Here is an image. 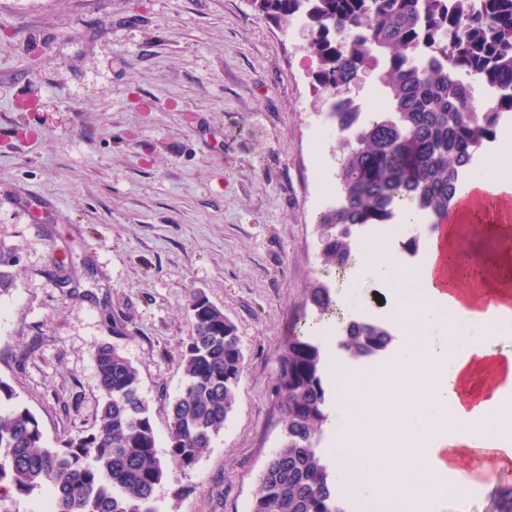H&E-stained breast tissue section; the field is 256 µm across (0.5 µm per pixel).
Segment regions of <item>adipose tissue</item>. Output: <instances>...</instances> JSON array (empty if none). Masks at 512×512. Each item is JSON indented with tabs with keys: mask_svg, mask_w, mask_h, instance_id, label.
<instances>
[{
	"mask_svg": "<svg viewBox=\"0 0 512 512\" xmlns=\"http://www.w3.org/2000/svg\"><path fill=\"white\" fill-rule=\"evenodd\" d=\"M463 209L443 235L425 240L424 259L408 279L419 288L414 300L396 301L394 356L360 371L336 370L328 377L336 396L324 426L336 462L353 466L356 492L380 496L386 512H409L414 501H435L459 494L471 483L462 462L467 450L495 451L500 464L512 465V354H501L498 339L512 333V303L476 311L452 290L459 275L436 273L444 252L456 250V227L483 218L484 234L512 228V181L495 176L476 180L457 194ZM450 307L477 320L482 337L466 352L436 346L437 314ZM448 449L454 465L438 461Z\"/></svg>",
	"mask_w": 512,
	"mask_h": 512,
	"instance_id": "1",
	"label": "adipose tissue"
}]
</instances>
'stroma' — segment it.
I'll return each mask as SVG.
<instances>
[{"mask_svg": "<svg viewBox=\"0 0 512 512\" xmlns=\"http://www.w3.org/2000/svg\"><path fill=\"white\" fill-rule=\"evenodd\" d=\"M306 39L249 0H0V246L20 256L0 296V379L55 447L96 427L93 351L120 349L169 463L159 512H250L282 440L273 385L298 315L328 360L378 361L351 358L343 328L387 324L390 296L321 263L317 216L340 152L320 134L330 98ZM417 235L368 227L355 246L407 268ZM316 278L343 308L307 312ZM196 292L235 323L245 360L223 431L183 468L168 460V406ZM466 463L472 489L419 512H497L512 469L481 452Z\"/></svg>", "mask_w": 512, "mask_h": 512, "instance_id": "stroma-1", "label": "stroma"}]
</instances>
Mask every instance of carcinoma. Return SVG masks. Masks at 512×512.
I'll return each instance as SVG.
<instances>
[{
	"label": "carcinoma",
	"instance_id": "obj_1",
	"mask_svg": "<svg viewBox=\"0 0 512 512\" xmlns=\"http://www.w3.org/2000/svg\"><path fill=\"white\" fill-rule=\"evenodd\" d=\"M265 20L288 27L303 20L305 52L316 87L335 98L377 73L383 112H338L329 119L342 150L336 203L317 227L326 272L346 269L355 237L367 226L393 223L401 205L438 226L466 168L496 137L512 112V0H251ZM432 49L416 62L421 44ZM504 92L486 109L472 103L471 81ZM19 256L0 247V296L15 287ZM308 301L320 315L333 310L327 283L317 280ZM192 336L181 346L185 383L169 409L170 457L194 465L224 429L243 374L235 324L202 294L193 295ZM343 347L367 357L391 341L387 328L351 320ZM102 408L97 427L43 444L34 414L0 380V490L48 492L47 512H159L155 489L166 476L157 455L150 408L138 369L114 346L94 350ZM328 363L294 324L275 377L284 439L262 472L251 512H347L319 449Z\"/></svg>",
	"mask_w": 512,
	"mask_h": 512
}]
</instances>
